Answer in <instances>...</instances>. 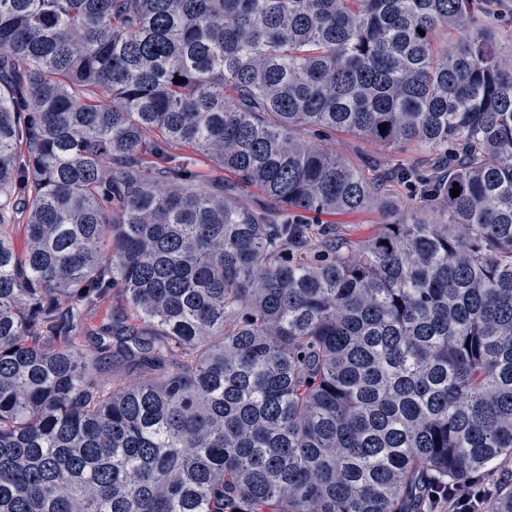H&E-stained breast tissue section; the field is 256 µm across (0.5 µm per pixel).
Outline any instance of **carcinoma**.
I'll return each mask as SVG.
<instances>
[{
  "label": "carcinoma",
  "mask_w": 512,
  "mask_h": 512,
  "mask_svg": "<svg viewBox=\"0 0 512 512\" xmlns=\"http://www.w3.org/2000/svg\"><path fill=\"white\" fill-rule=\"evenodd\" d=\"M492 2L0 0V512H420L512 461ZM336 155L354 164L358 168L374 161L378 165L386 166L395 163L410 164L425 160V156L414 150L396 151L359 139L354 136L336 133V139L328 144ZM320 220L324 223L336 224V226L352 240H361L368 236L375 229L374 224H377L379 221V216L377 213H367L361 217L351 219L336 215H323L320 216ZM349 221H355L359 223L337 224Z\"/></svg>",
  "instance_id": "1"
}]
</instances>
